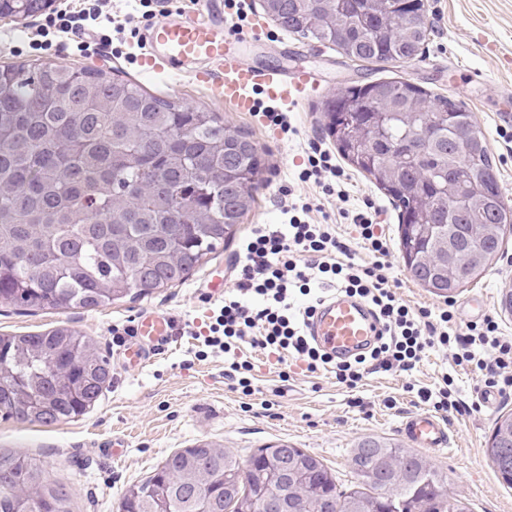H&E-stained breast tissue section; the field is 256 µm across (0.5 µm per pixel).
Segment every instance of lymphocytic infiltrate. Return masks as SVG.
<instances>
[{
    "instance_id": "lymphocytic-infiltrate-1",
    "label": "lymphocytic infiltrate",
    "mask_w": 512,
    "mask_h": 512,
    "mask_svg": "<svg viewBox=\"0 0 512 512\" xmlns=\"http://www.w3.org/2000/svg\"><path fill=\"white\" fill-rule=\"evenodd\" d=\"M343 174L325 150L312 148L299 178L320 184L333 194ZM309 204H291L284 224H257L245 238L236 273V294L225 297L202 340L203 347L229 355V377L250 389L253 365L241 359L242 345L268 350L278 361L303 362L307 371L330 367L338 383L357 388L370 374H409L432 349L451 352L456 365L471 364L485 388L512 391V337L504 336L492 316L458 323L454 312L413 307L398 297L383 273L390 255L386 237L378 233L371 206L355 211L351 222L356 241L339 239L332 225L312 224L304 215ZM363 245L370 262L355 261L354 244ZM334 286L365 300L382 325L377 342L366 353L344 361L333 359L307 334V319L316 309L308 303L295 310V295L307 296L312 284Z\"/></svg>"
}]
</instances>
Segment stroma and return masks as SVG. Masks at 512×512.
<instances>
[{"mask_svg": "<svg viewBox=\"0 0 512 512\" xmlns=\"http://www.w3.org/2000/svg\"><path fill=\"white\" fill-rule=\"evenodd\" d=\"M77 4L78 0H54L50 10L37 16L0 18V66L64 62L99 67L153 95L217 113L259 148L256 201L230 243L218 245L184 282L148 297L93 311L22 313L0 304L1 335L64 325L98 340L112 368V382L98 405L79 419L44 426L0 416V450L45 462L50 477L68 489L72 512H121L128 485L149 476L171 451L203 443L220 445L244 460L256 449L285 443L318 456L339 485L349 490L356 485L350 467L356 443L374 436L412 449L402 424L429 409L415 391L436 389L446 373L454 380L452 396L476 403L477 410L449 419L447 450L426 449L422 456L446 478L451 491L468 500L472 512H512V488L501 484L484 454L496 418L512 412V394L497 395L491 406L482 403L476 372L456 366L444 351H429L411 375L376 373L351 390L338 383L331 370L311 373L301 363L284 365L275 355L247 346L241 356L254 366V392L247 396L225 377L223 353L197 356L195 338L219 311L225 294L234 290L233 269L244 238L254 225L287 223L286 209L293 198L312 202L311 223L335 225L344 238L351 231L345 212L372 200L390 244L385 274L398 282L403 301L432 309L450 306L467 322L476 318L467 300L479 296L486 302L485 314L496 316L503 334L512 336V308L503 304L504 293L512 290V228L504 236L502 260L483 278L446 298L411 278L399 251V212L373 180L344 165L347 195L337 198L298 179L310 144L335 148L325 130L327 100L352 84L407 79L462 102L485 133L502 191L512 201V153L497 134L498 113L512 111V0H425L429 35L422 57L408 62H354L334 46L303 39L268 22L262 46L248 51L245 62L278 71L304 69L318 79L311 97L288 111L296 130L292 136L271 126L262 113L238 112L225 105L196 81L195 64H186L178 73L142 72L140 35L144 26L159 20L158 10L144 12L139 0H105L112 44L102 55L49 25L56 14ZM214 279L222 283L221 294L206 289ZM149 313L171 316L182 334L168 348L154 352L147 366L132 369L112 330Z\"/></svg>", "mask_w": 512, "mask_h": 512, "instance_id": "stroma-1", "label": "stroma"}]
</instances>
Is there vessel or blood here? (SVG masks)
I'll return each mask as SVG.
<instances>
[{"instance_id": "1", "label": "vessel or blood", "mask_w": 512, "mask_h": 512, "mask_svg": "<svg viewBox=\"0 0 512 512\" xmlns=\"http://www.w3.org/2000/svg\"><path fill=\"white\" fill-rule=\"evenodd\" d=\"M206 7L209 16L205 19L184 15L148 26L140 57L143 72L202 62L196 80L215 90L238 112L256 111L253 94L258 90L269 100L283 104H300L308 99L317 85L311 72L257 69L244 62L245 48L261 38L262 23H255L249 31L228 30L219 18L215 0H206ZM380 330V323L364 302L340 292L322 299L307 326L315 343L341 358L366 351ZM177 334L176 324L167 315L141 316L125 352L129 366L144 367L153 352L168 345ZM404 431L422 448L437 450L448 444L446 424L428 412L408 419Z\"/></svg>"}]
</instances>
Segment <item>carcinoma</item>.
<instances>
[{
    "mask_svg": "<svg viewBox=\"0 0 512 512\" xmlns=\"http://www.w3.org/2000/svg\"><path fill=\"white\" fill-rule=\"evenodd\" d=\"M281 13L280 27L304 39L328 41L363 63L416 58L428 35L424 0H263ZM355 111L326 125L337 149L395 201L400 249L415 282L439 295L480 279L500 258L512 206L501 191L483 130L464 106L432 96L408 80L356 85ZM392 113L372 138L354 139L375 114ZM449 114L439 123L438 115ZM416 148L405 167L395 152ZM261 166L255 143L213 112L167 100L102 70L64 63L0 68V303L42 310H93L142 298L183 282L216 245L233 239L254 201L225 202L224 190L254 181ZM112 380L97 340L66 326L0 335V412L39 424L74 420L94 407ZM512 413L494 423L485 455L512 485V449L500 434ZM282 444L259 448L251 469L215 444L168 454L146 479L129 485L124 512H146L161 488L169 512H185L186 483L205 496L209 512H258L273 485ZM411 475L386 496L367 473ZM306 478L298 512H470L466 499L416 453L385 438L355 446L357 488L337 489L322 460L300 448L290 454ZM68 492L44 463L0 452V512H71Z\"/></svg>",
    "mask_w": 512,
    "mask_h": 512,
    "instance_id": "obj_1",
    "label": "carcinoma"
}]
</instances>
